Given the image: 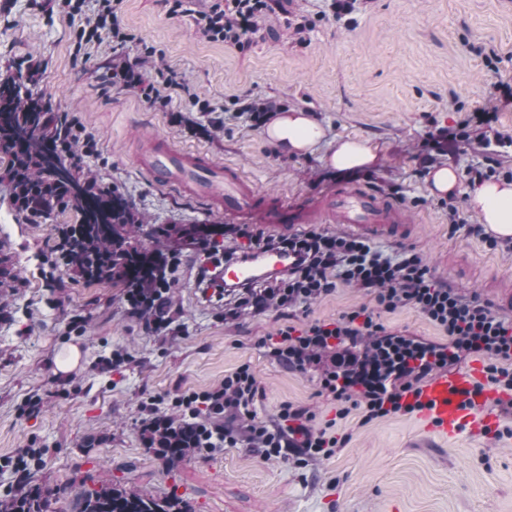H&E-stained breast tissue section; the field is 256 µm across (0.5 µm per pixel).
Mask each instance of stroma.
I'll return each instance as SVG.
<instances>
[{"mask_svg":"<svg viewBox=\"0 0 512 512\" xmlns=\"http://www.w3.org/2000/svg\"><path fill=\"white\" fill-rule=\"evenodd\" d=\"M331 3L288 0L285 11L264 17L251 48L241 52L208 40L196 25L195 14L212 0H190L188 16L172 14L173 0H121L129 41L83 47L75 32L98 0H85L79 17L63 12L58 0H0V74L22 60L36 66L33 93L99 144L84 174L117 188L146 223H225L205 204L138 175L135 155L146 136L159 134L236 166L258 189L287 201L323 198L344 183L372 190L404 208L414 226L405 246L423 254L437 280L484 299L490 283L512 287V248L492 250L452 232L450 207L470 224L476 212L465 196L432 195L426 182L429 170L443 165L463 175L488 166L512 172V109L497 108L495 88L512 76V0H357L347 20L336 19ZM294 20L308 23L304 35L291 28ZM145 46L155 50L146 61ZM124 62L156 88L173 76L185 90L167 106H149L134 86L105 80ZM196 98L209 111H197ZM249 98L312 113L323 139L302 157L275 151L264 127L237 115L239 101ZM478 110L496 117L472 124L469 140L429 147L437 128L455 127ZM345 138L377 144V163L325 166ZM5 168L0 159V458L32 441L41 454L26 474L0 472V498L14 495L27 475L50 491V512H78L81 491L102 482L157 499L174 493L194 512H512V421L449 439L433 435L415 412L366 423L361 410L339 414L312 376L258 347L284 325L333 323L369 304L362 290L337 285L294 319L272 309L226 321L196 285L200 250L152 240L149 248L162 258H181L171 310L185 325L184 334L154 336L128 312L122 287L86 282L53 255L55 229L73 223L72 213L29 220L12 204ZM76 317L85 321L83 333L69 329ZM71 346L81 357L62 398L56 359ZM115 349L128 361L97 373L95 362ZM244 363L263 391L257 418L273 419L284 402L307 407L317 427L347 436L345 447L285 461L220 448L172 467L159 446H145L138 421L150 396L209 388ZM31 394L43 398L41 411L18 416Z\"/></svg>","mask_w":512,"mask_h":512,"instance_id":"stroma-1","label":"stroma"}]
</instances>
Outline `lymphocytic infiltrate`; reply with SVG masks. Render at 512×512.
Returning a JSON list of instances; mask_svg holds the SVG:
<instances>
[{
	"instance_id": "lymphocytic-infiltrate-1",
	"label": "lymphocytic infiltrate",
	"mask_w": 512,
	"mask_h": 512,
	"mask_svg": "<svg viewBox=\"0 0 512 512\" xmlns=\"http://www.w3.org/2000/svg\"><path fill=\"white\" fill-rule=\"evenodd\" d=\"M279 4L280 0H216L209 11L195 16V22L209 40L241 51L248 47L259 17ZM106 35L120 44L127 40L120 28L117 0H99L95 19L76 31L81 45ZM224 231L247 238L249 248L288 251L298 258L288 272L243 289L234 306L225 309V319H236L244 311L260 314L272 307L303 309L331 294L340 283L371 297V304L336 322L313 323L300 331L287 325L259 342L270 359L290 370L316 372L319 395L339 406L361 409L364 421L415 412V405L406 401L408 394L467 358L483 359L488 380L512 391V322L493 313L479 297L465 298L457 289L434 280L419 253H388L363 238L324 230L276 239L232 225ZM177 267V258L163 262V278L152 293L130 288L124 295L130 313L165 337L184 332L169 311ZM400 308L414 309L439 327L445 342L388 330L380 321L382 313ZM261 395L256 374L245 363L216 386L149 398L141 406L142 440L150 445L157 431L189 427L200 451L244 444L267 460L284 459L292 452L311 458L334 453L337 438L314 426L315 415L308 408L285 402L275 422L252 419V408Z\"/></svg>"
}]
</instances>
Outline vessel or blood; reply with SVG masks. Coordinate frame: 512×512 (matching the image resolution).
<instances>
[{"label":"vessel or blood","mask_w":512,"mask_h":512,"mask_svg":"<svg viewBox=\"0 0 512 512\" xmlns=\"http://www.w3.org/2000/svg\"><path fill=\"white\" fill-rule=\"evenodd\" d=\"M136 168L154 186L189 196L234 220H261L272 236L294 232L322 214L347 232L371 240L402 241L410 234L400 206L363 188H346L314 203L294 205L259 191L236 169L162 138L147 142ZM293 262V254L257 249L248 257L229 259L224 281L243 288L287 270ZM478 380L477 371L464 369L436 375L422 386L419 399L426 405L424 414L439 436H454L471 418L472 408H466L465 402Z\"/></svg>","instance_id":"b4317fda"}]
</instances>
